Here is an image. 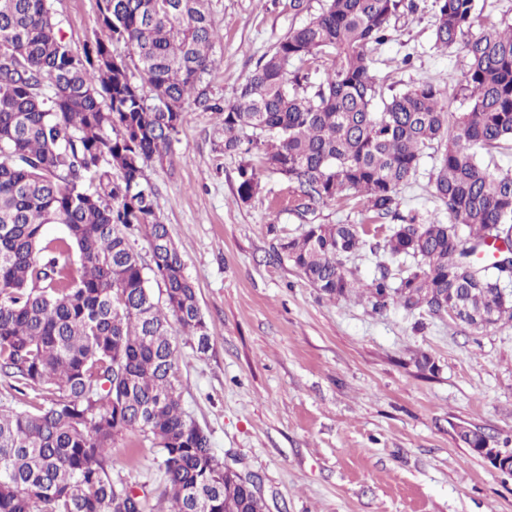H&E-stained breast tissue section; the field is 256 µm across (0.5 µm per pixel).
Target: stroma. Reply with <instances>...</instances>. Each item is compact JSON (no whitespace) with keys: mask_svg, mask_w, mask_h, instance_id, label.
Returning <instances> with one entry per match:
<instances>
[{"mask_svg":"<svg viewBox=\"0 0 512 512\" xmlns=\"http://www.w3.org/2000/svg\"><path fill=\"white\" fill-rule=\"evenodd\" d=\"M392 18L376 46L384 97L420 81L453 111L463 45L434 46L433 0ZM221 62L215 95L230 96L258 58L305 19L291 0H211ZM64 39L82 51L99 0H51ZM214 114L187 109L171 153L153 164L157 210L195 285L211 336L198 352L179 347L182 407L215 455L258 478L266 512H512V474L459 437L460 427L512 450V324L475 329L449 316L374 311L366 298L331 299L273 252L306 222L367 224L362 201L345 197L302 220L288 184L263 177L237 197L239 157L225 154ZM424 158L399 193L401 212L447 220ZM428 357L432 367L418 366ZM112 476L159 493L160 456L150 441L117 440Z\"/></svg>","mask_w":512,"mask_h":512,"instance_id":"35a3bbf8","label":"stroma"}]
</instances>
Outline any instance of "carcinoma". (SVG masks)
Instances as JSON below:
<instances>
[{"instance_id": "1", "label": "carcinoma", "mask_w": 512, "mask_h": 512, "mask_svg": "<svg viewBox=\"0 0 512 512\" xmlns=\"http://www.w3.org/2000/svg\"><path fill=\"white\" fill-rule=\"evenodd\" d=\"M435 4L434 46L446 51L477 3ZM403 7L416 5L325 0L226 99L210 90L209 0H100L80 53L49 0H0V372L27 403L0 409V512H261L250 489L224 483L227 465L179 393L173 330L199 351L210 335L147 169L169 154L190 106L217 114L224 153L242 156V202L269 173L306 214L351 193L392 221L361 286L374 311L393 303L453 311L472 328L512 322V290L479 258L491 236L512 245V169L481 159L512 150V24L465 42L463 111L427 81L380 103L371 51ZM118 43L129 55L114 53ZM427 149L446 224L399 211ZM50 224L63 235L47 237ZM135 231L149 239V264L130 244ZM365 234L311 222L277 257L328 298L345 297L356 286L344 260ZM119 437L159 448L156 503L112 478Z\"/></svg>"}]
</instances>
